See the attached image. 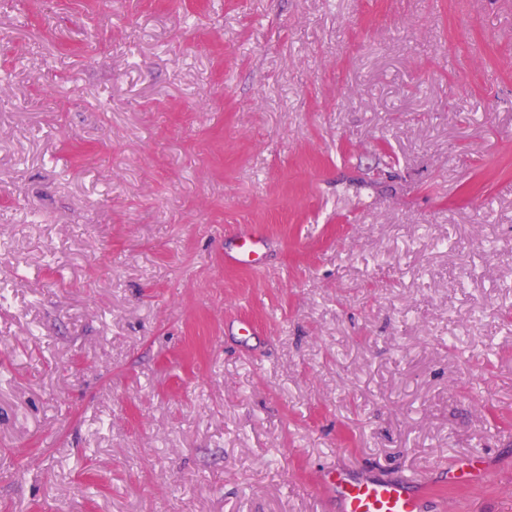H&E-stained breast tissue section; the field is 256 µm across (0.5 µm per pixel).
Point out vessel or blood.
I'll use <instances>...</instances> for the list:
<instances>
[{
  "label": "vessel or blood",
  "mask_w": 512,
  "mask_h": 512,
  "mask_svg": "<svg viewBox=\"0 0 512 512\" xmlns=\"http://www.w3.org/2000/svg\"><path fill=\"white\" fill-rule=\"evenodd\" d=\"M266 245L250 233L238 236L224 252L228 267H246L259 262ZM320 488L335 498L341 512H428L432 500L424 480L402 475L393 480L355 478L336 469L324 473Z\"/></svg>",
  "instance_id": "1"
}]
</instances>
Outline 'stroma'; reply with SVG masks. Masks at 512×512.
Returning a JSON list of instances; mask_svg holds the SVG:
<instances>
[{
	"mask_svg": "<svg viewBox=\"0 0 512 512\" xmlns=\"http://www.w3.org/2000/svg\"><path fill=\"white\" fill-rule=\"evenodd\" d=\"M330 466L512 512V0H0V512ZM267 242L248 232L238 236L230 249H224V265L246 267L257 264Z\"/></svg>",
	"mask_w": 512,
	"mask_h": 512,
	"instance_id": "35a3bbf8",
	"label": "stroma"
}]
</instances>
